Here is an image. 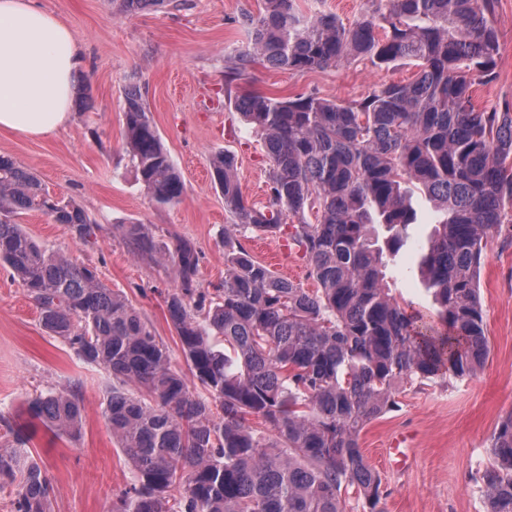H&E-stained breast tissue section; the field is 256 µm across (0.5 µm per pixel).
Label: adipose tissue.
Masks as SVG:
<instances>
[{"label": "adipose tissue", "mask_w": 512, "mask_h": 512, "mask_svg": "<svg viewBox=\"0 0 512 512\" xmlns=\"http://www.w3.org/2000/svg\"><path fill=\"white\" fill-rule=\"evenodd\" d=\"M82 63L73 31L37 0H0V129L46 137L66 127Z\"/></svg>", "instance_id": "1"}]
</instances>
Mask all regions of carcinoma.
<instances>
[{"instance_id":"obj_1","label":"carcinoma","mask_w":512,"mask_h":512,"mask_svg":"<svg viewBox=\"0 0 512 512\" xmlns=\"http://www.w3.org/2000/svg\"><path fill=\"white\" fill-rule=\"evenodd\" d=\"M369 2L349 27L332 12L301 13L296 0H263L260 14L247 16L250 40L230 78L258 58L294 71L359 60L381 69L411 62L418 71L358 103L314 93L236 98V113L272 162L269 204L248 203L235 157L212 154L214 183L234 217L215 296L201 292L193 243L160 251L148 226L124 227L133 253L177 282L164 304L200 393L124 294L38 243L18 219L40 212L85 244L95 243L99 225L0 155V263L25 288L44 330L115 380L104 418L131 482L112 512H345L350 493L361 512H384L382 481L360 448L364 428L399 408L402 383L463 380L487 362L481 264L489 240L512 246V107L474 104L475 86L488 83L497 64L495 0ZM123 147L153 201L181 200L182 176L136 84L125 92ZM416 193L439 213L416 272L443 332L408 315L387 281L416 221ZM284 227L313 290L242 243L254 230ZM27 410L49 430L81 433L76 390L40 393ZM488 453L479 475L486 512H512V413ZM5 485L14 487L13 512H50L52 486L20 438L0 448Z\"/></svg>"}]
</instances>
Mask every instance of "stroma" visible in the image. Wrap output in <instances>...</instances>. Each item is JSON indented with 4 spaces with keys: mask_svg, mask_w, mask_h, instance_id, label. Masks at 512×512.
<instances>
[{
    "mask_svg": "<svg viewBox=\"0 0 512 512\" xmlns=\"http://www.w3.org/2000/svg\"><path fill=\"white\" fill-rule=\"evenodd\" d=\"M77 36L84 63L69 125L46 138L0 132V154L31 170L51 193L73 199L99 230L95 244L77 240L69 227L38 212L23 215L25 230L77 264L94 269L109 288L126 295L168 345L178 370L187 364L163 297L174 281L163 267L134 256L121 227L144 224L159 247L192 241L201 257L200 288L211 294L224 281V229L232 222L210 176L212 153L225 150L249 202H268L271 165L261 139L233 112L236 96L317 93L340 102L366 97L376 86L405 82L414 65L380 69L361 61L306 72L255 62L236 80L227 70L248 40L244 15L259 0H168L158 8L122 10L117 0H40ZM494 27L500 45L497 77L479 86L475 100L490 108L512 102V0H497ZM139 85L154 124L182 175L179 203L158 205L147 194L123 149V95ZM417 222L387 276L407 312L436 321L430 294L410 275L418 248L437 219L423 197L413 199ZM277 274L313 287L306 263L282 237L253 233L245 242ZM481 301L491 354L485 367L464 380L402 384L399 410L369 423L360 446L379 473L386 512H486L477 483L488 465L490 438L512 412V247L489 242L481 271ZM112 375L87 364L49 336L24 288L0 267V448L13 437L7 423L25 418L28 400L49 390L79 387L83 430L57 437L38 429L29 446L51 481V512H111L130 468L109 432L103 411ZM410 441L411 463L390 465L385 450L394 437Z\"/></svg>",
    "mask_w": 512,
    "mask_h": 512,
    "instance_id": "stroma-1",
    "label": "stroma"
}]
</instances>
